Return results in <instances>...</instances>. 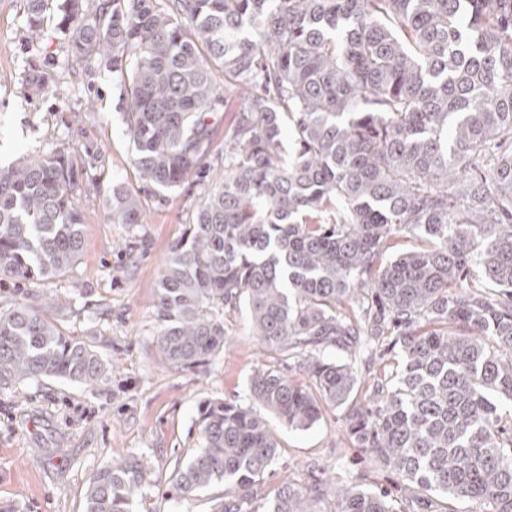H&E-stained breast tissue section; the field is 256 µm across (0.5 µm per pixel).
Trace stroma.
Listing matches in <instances>:
<instances>
[{
	"label": "stroma",
	"instance_id": "35a3bbf8",
	"mask_svg": "<svg viewBox=\"0 0 512 512\" xmlns=\"http://www.w3.org/2000/svg\"><path fill=\"white\" fill-rule=\"evenodd\" d=\"M24 6L25 0H0V167L54 147L105 156L95 174L97 189L79 196L84 247L77 262L62 278L35 279L25 287L58 304L60 325L96 347L108 376L94 386L50 378L0 387V512H85L91 476L119 454L144 456L153 469L132 512H214L221 488L186 500L165 495L176 461L194 445L198 406L208 399L245 401L257 367L284 371L288 360L262 354L241 309L227 316L230 342L206 367L173 371L163 363L154 336L157 283L203 187L189 182L161 197L144 189L132 163L116 76L103 66L88 72L73 67L55 27L30 44ZM33 61L48 62L56 90L32 94L26 74ZM92 94L97 110L83 111ZM117 183L138 195L145 223H111L106 200ZM278 439L258 498L272 499L286 477L305 486L317 477L334 478L367 490L400 483L349 439L343 410L335 405H324L310 429L279 428Z\"/></svg>",
	"mask_w": 512,
	"mask_h": 512
}]
</instances>
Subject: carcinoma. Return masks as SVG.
Instances as JSON below:
<instances>
[{
    "mask_svg": "<svg viewBox=\"0 0 512 512\" xmlns=\"http://www.w3.org/2000/svg\"><path fill=\"white\" fill-rule=\"evenodd\" d=\"M29 39L45 20L78 63L124 83L133 164L158 196L202 169L224 126V174L171 246L155 304L162 359L205 365L245 307L251 334L293 360L265 365L249 403L199 408L196 449L176 463L180 498L224 486L216 512H323L321 487L282 483L257 500L279 442L271 420L312 427L345 407L372 459L457 512H512V0H25ZM46 92L51 72L33 66ZM77 165L53 148L0 170V285L64 276L82 247ZM114 224L142 223L112 188ZM404 232L420 245L387 256ZM331 346L348 354L331 362ZM369 372L355 398L360 365ZM107 379L90 343L30 292L0 312V387ZM127 455L93 474L85 512H131L149 483ZM334 512H398L391 492H335Z\"/></svg>",
    "mask_w": 512,
    "mask_h": 512,
    "instance_id": "carcinoma-1",
    "label": "carcinoma"
}]
</instances>
